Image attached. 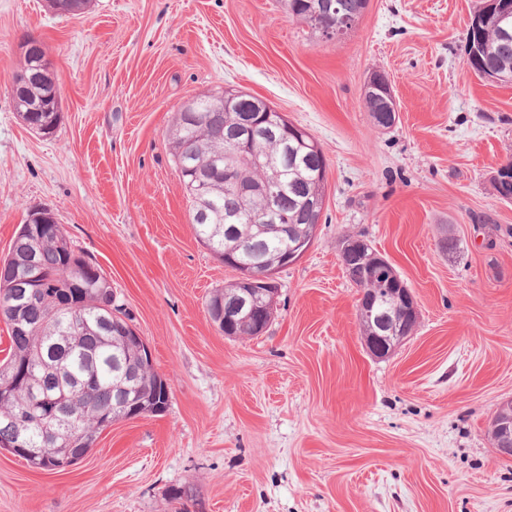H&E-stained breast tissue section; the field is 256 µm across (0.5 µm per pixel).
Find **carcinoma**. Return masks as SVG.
Listing matches in <instances>:
<instances>
[{
  "label": "carcinoma",
  "mask_w": 512,
  "mask_h": 512,
  "mask_svg": "<svg viewBox=\"0 0 512 512\" xmlns=\"http://www.w3.org/2000/svg\"><path fill=\"white\" fill-rule=\"evenodd\" d=\"M89 0H49L61 15H76ZM327 0H288L289 14L321 36L336 34L320 21ZM349 30L362 15L357 0H335ZM512 21L490 27L476 37L479 60L487 67L488 81L512 84ZM56 83L44 70L39 80L13 88L15 110L26 125L40 122L57 127L59 113L47 108ZM269 104L245 92L237 102L225 105L221 95L206 96L194 112H178L171 130L173 162L180 184L190 199L195 237L224 265L256 273L275 272L286 266L291 240H314L317 229L310 203L325 198L326 179L317 176L325 168L321 155L306 156L301 142L258 134L250 145L251 155L263 165L242 161L238 176L244 182H269L288 173V189L278 196V209L288 218L281 231L261 223L253 203L237 197L224 185V165L208 163L230 149L229 136L252 113L255 105ZM200 167L209 169V185L201 206L192 200ZM355 286L368 275L365 262H350L344 268ZM125 314L115 304L112 285L103 271L77 253L62 225L49 229L24 224L7 257L0 259V320L10 338L8 355L0 363V446L21 455L22 448H46L51 457L75 464V453L51 442L35 419L37 403L67 391L69 409L65 418L84 449L103 431L100 415L125 411V388L137 385L136 397L151 407L169 404L166 383L155 372L137 370L138 358L131 345L113 335L112 312Z\"/></svg>",
  "instance_id": "carcinoma-1"
}]
</instances>
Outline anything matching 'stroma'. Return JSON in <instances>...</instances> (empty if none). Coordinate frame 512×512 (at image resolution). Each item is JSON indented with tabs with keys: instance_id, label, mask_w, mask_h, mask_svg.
Wrapping results in <instances>:
<instances>
[{
	"instance_id": "stroma-1",
	"label": "stroma",
	"mask_w": 512,
	"mask_h": 512,
	"mask_svg": "<svg viewBox=\"0 0 512 512\" xmlns=\"http://www.w3.org/2000/svg\"><path fill=\"white\" fill-rule=\"evenodd\" d=\"M480 4L369 0L326 40L286 0H92L66 16L0 0V256L49 208L170 387L163 414L115 423L66 470L0 449V512H512V459L489 435L512 400V202L493 187L512 159V85L465 62ZM25 38L62 94L49 136L13 104ZM375 71L398 103L389 128L364 102ZM227 87L305 128L327 160L317 237L276 272L257 337L209 318L237 273L196 239L170 154L176 112ZM348 235L417 301L384 358L361 336ZM187 484L194 499H173Z\"/></svg>"
}]
</instances>
